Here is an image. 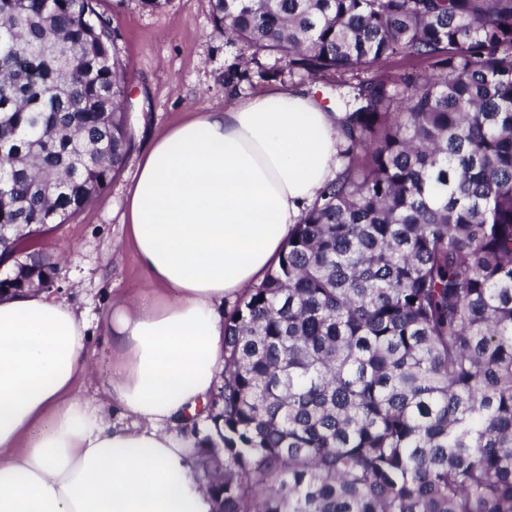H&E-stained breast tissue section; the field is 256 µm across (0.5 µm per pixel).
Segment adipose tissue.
I'll list each match as a JSON object with an SVG mask.
<instances>
[{
	"mask_svg": "<svg viewBox=\"0 0 512 512\" xmlns=\"http://www.w3.org/2000/svg\"><path fill=\"white\" fill-rule=\"evenodd\" d=\"M346 118L302 89L195 113L151 141L125 200L148 297L96 327L60 293L0 296V512H212L185 425L224 367L221 309L335 178ZM96 334L112 370L86 395Z\"/></svg>",
	"mask_w": 512,
	"mask_h": 512,
	"instance_id": "obj_1",
	"label": "adipose tissue"
}]
</instances>
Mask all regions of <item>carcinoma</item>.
Here are the masks:
<instances>
[{
	"mask_svg": "<svg viewBox=\"0 0 512 512\" xmlns=\"http://www.w3.org/2000/svg\"><path fill=\"white\" fill-rule=\"evenodd\" d=\"M101 2L0 0L6 257L131 151ZM211 6L226 89L326 73L349 112L342 169L224 313L187 428L214 512H512V0ZM391 58L427 67L358 78Z\"/></svg>",
	"mask_w": 512,
	"mask_h": 512,
	"instance_id": "cac0c4a2",
	"label": "carcinoma"
}]
</instances>
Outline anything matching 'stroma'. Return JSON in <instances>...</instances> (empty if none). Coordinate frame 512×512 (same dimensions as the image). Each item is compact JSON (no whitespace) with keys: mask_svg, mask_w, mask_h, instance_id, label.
I'll list each match as a JSON object with an SVG mask.
<instances>
[{"mask_svg":"<svg viewBox=\"0 0 512 512\" xmlns=\"http://www.w3.org/2000/svg\"><path fill=\"white\" fill-rule=\"evenodd\" d=\"M120 33L118 47L129 81V114L134 142L123 170L74 219L50 225L34 240L35 250L53 257L59 289L95 317L112 301L144 296L149 278L127 241L125 198L142 151L158 133L195 112L221 110L278 85L314 91L322 105L336 107L328 75L274 81L254 79L235 91L224 86V71L236 51L212 22L211 0H168L156 10L136 0H106Z\"/></svg>","mask_w":512,"mask_h":512,"instance_id":"35a3bbf8","label":"stroma"}]
</instances>
